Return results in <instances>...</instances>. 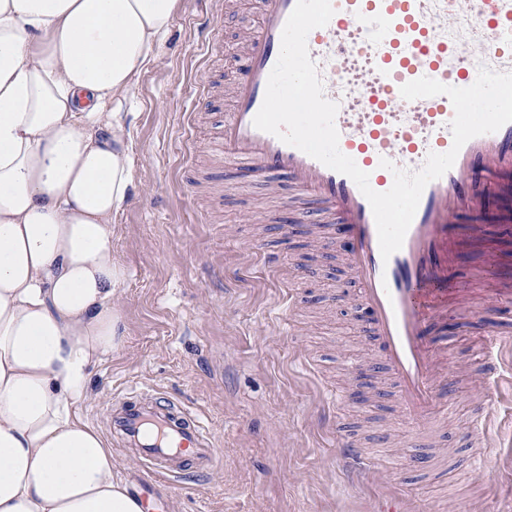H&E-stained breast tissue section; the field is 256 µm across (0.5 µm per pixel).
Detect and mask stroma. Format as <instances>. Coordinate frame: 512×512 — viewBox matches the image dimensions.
<instances>
[{
  "label": "stroma",
  "instance_id": "1",
  "mask_svg": "<svg viewBox=\"0 0 512 512\" xmlns=\"http://www.w3.org/2000/svg\"><path fill=\"white\" fill-rule=\"evenodd\" d=\"M209 0H181L154 61L124 111L134 113L130 145L135 179L114 219L112 250L126 269L116 303L126 324L122 347L91 371L81 412L102 429L109 405L133 389L154 388L209 423L223 449L213 474H190L171 512H378L390 496L405 512H512V381L487 390L478 381L475 335L496 324L480 300L466 313L471 333L437 329L438 361L457 395L437 408L436 444L427 470H405L403 418L390 406L349 394L357 366L376 353L364 321L329 297H356L341 259L324 260L309 232L273 234L285 196L260 183L227 187L194 148L212 145L226 97L198 93L201 75L229 86L243 66L240 36L256 29L258 0H232L218 22L222 62L210 63L200 34ZM197 113L189 122V113ZM284 265L316 264L319 275L287 295L268 275L264 250ZM349 400L329 408L330 392ZM489 425L486 464L467 470V434L476 409ZM348 430L385 463L357 475L342 463L337 429Z\"/></svg>",
  "mask_w": 512,
  "mask_h": 512
}]
</instances>
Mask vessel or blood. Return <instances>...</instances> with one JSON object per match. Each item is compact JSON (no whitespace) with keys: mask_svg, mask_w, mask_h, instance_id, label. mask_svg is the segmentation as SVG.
Here are the masks:
<instances>
[{"mask_svg":"<svg viewBox=\"0 0 512 512\" xmlns=\"http://www.w3.org/2000/svg\"><path fill=\"white\" fill-rule=\"evenodd\" d=\"M327 26L307 38L325 95L338 103L339 148L368 173L373 190L391 188L387 158L418 170L429 153L447 152L454 116L448 97L415 101L403 84L426 76L456 87L472 85L480 66L512 72V0H331ZM296 0H260L257 29L243 44V68L232 90L233 107L212 154L216 171L224 153L253 181L287 180L289 216L279 225L287 237L308 227L324 249H343L346 270L361 288L368 315L366 335L377 343L380 368L388 371L393 396L408 426L424 429L448 395L436 374L432 329L470 323L456 306L469 295L483 300L494 320L512 325V278L503 276L494 248L461 280L448 277L466 245L483 241L477 218L490 205L502 208L504 236L512 235V122L469 140L453 167L424 189L402 248L382 259L371 206L356 184L299 149L260 131L253 118L265 95L281 46L283 27ZM479 371L487 383L502 380L505 336H482ZM488 415L472 419L470 469L484 461ZM106 428L120 447L155 478L174 480L186 468L204 474L221 450L208 425L189 409L154 390H140L112 404Z\"/></svg>","mask_w":512,"mask_h":512,"instance_id":"b4317fda","label":"vessel or blood"}]
</instances>
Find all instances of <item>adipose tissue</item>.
<instances>
[{
  "label": "adipose tissue",
  "instance_id": "adipose-tissue-1",
  "mask_svg": "<svg viewBox=\"0 0 512 512\" xmlns=\"http://www.w3.org/2000/svg\"><path fill=\"white\" fill-rule=\"evenodd\" d=\"M180 0H0V512H144L83 418L119 350L124 100Z\"/></svg>",
  "mask_w": 512,
  "mask_h": 512
}]
</instances>
